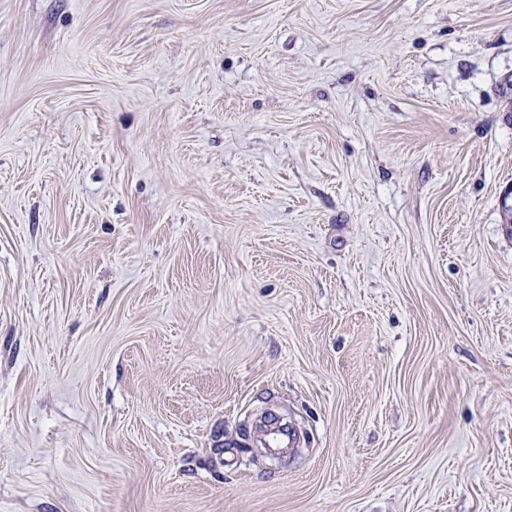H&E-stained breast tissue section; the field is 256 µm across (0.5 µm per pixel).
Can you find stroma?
<instances>
[{
  "mask_svg": "<svg viewBox=\"0 0 512 512\" xmlns=\"http://www.w3.org/2000/svg\"><path fill=\"white\" fill-rule=\"evenodd\" d=\"M510 72L512 0H0V512H512Z\"/></svg>",
  "mask_w": 512,
  "mask_h": 512,
  "instance_id": "1",
  "label": "stroma"
}]
</instances>
